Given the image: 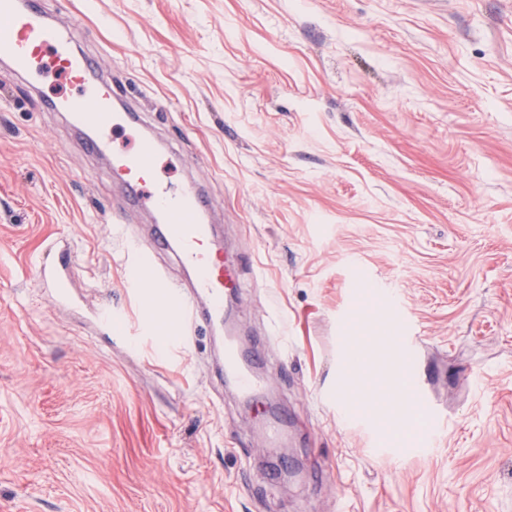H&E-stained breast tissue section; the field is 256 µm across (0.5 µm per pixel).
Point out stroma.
Returning a JSON list of instances; mask_svg holds the SVG:
<instances>
[{
    "instance_id": "35a3bbf8",
    "label": "stroma",
    "mask_w": 512,
    "mask_h": 512,
    "mask_svg": "<svg viewBox=\"0 0 512 512\" xmlns=\"http://www.w3.org/2000/svg\"><path fill=\"white\" fill-rule=\"evenodd\" d=\"M42 3L140 110L115 152L149 133L160 178L208 190L263 391L207 326L163 346L127 284L152 215L41 106L74 86L0 77V512H512V0ZM64 248L75 309L36 277ZM379 302L442 412L422 456L389 448L428 417L381 433L336 396ZM243 354L233 345L224 348L222 355L218 361L221 371L232 375L238 384L240 391L243 393L259 392L257 383L252 379L251 375L244 371L240 366V359Z\"/></svg>"
}]
</instances>
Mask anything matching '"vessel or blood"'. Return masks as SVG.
<instances>
[{
  "label": "vessel or blood",
  "instance_id": "obj_1",
  "mask_svg": "<svg viewBox=\"0 0 512 512\" xmlns=\"http://www.w3.org/2000/svg\"><path fill=\"white\" fill-rule=\"evenodd\" d=\"M78 40V25H57L41 10L38 0H0V60L7 61L10 72L17 77L30 76L49 66L71 83L86 87V94L61 98L56 107L83 133L86 150L104 155L111 149L113 132L137 124L138 115L124 108L122 98L110 86L99 82L98 63L77 50ZM157 163V144L146 136L139 139L135 151L113 157L112 168L122 175L118 190L123 197L154 212L159 225L156 249L175 253L191 273L188 288L172 285L165 281L151 255L145 253L129 276L134 288L151 290L157 306L167 312V334L175 343L191 322L210 327L223 324L224 295L239 287L240 263L226 257L215 244L200 186L193 182L174 186L162 181L156 175ZM37 275L45 287L52 289L57 303H71L70 262L39 263ZM386 315L388 338L403 383L400 395L377 408L352 407L348 413L370 426L401 422L411 408L437 418L416 369L407 320L392 306L387 307ZM244 359L260 364L264 352L257 348L244 355L230 345L225 347L218 365L235 378L240 391L257 392L256 382L240 366Z\"/></svg>",
  "mask_w": 512,
  "mask_h": 512
}]
</instances>
